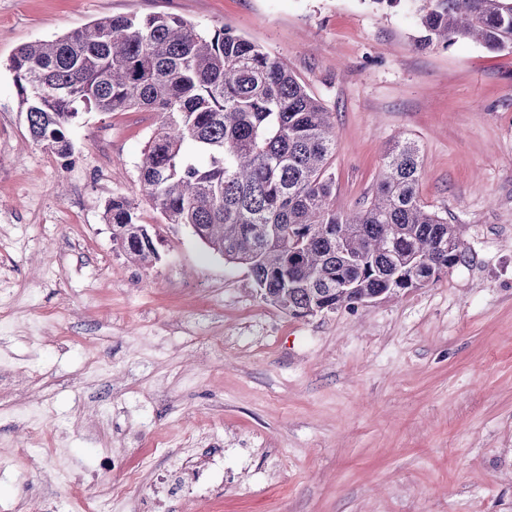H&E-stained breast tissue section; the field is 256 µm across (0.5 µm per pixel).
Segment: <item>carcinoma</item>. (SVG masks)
Here are the masks:
<instances>
[{"label":"carcinoma","instance_id":"obj_1","mask_svg":"<svg viewBox=\"0 0 512 512\" xmlns=\"http://www.w3.org/2000/svg\"><path fill=\"white\" fill-rule=\"evenodd\" d=\"M418 1V45L512 50V0ZM10 69L32 139L63 158L84 111L159 113L142 191L165 223L195 226L294 318L422 288L465 262L459 225L419 196L420 148L408 137L386 150L370 201L337 210L332 112L231 28L206 33L168 13L105 17L20 47ZM105 214L126 256L159 260L132 201L114 197Z\"/></svg>","mask_w":512,"mask_h":512}]
</instances>
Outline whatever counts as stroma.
<instances>
[{
	"label": "stroma",
	"mask_w": 512,
	"mask_h": 512,
	"mask_svg": "<svg viewBox=\"0 0 512 512\" xmlns=\"http://www.w3.org/2000/svg\"><path fill=\"white\" fill-rule=\"evenodd\" d=\"M154 13L232 27L333 112L337 209L371 198L395 136L415 140L420 196L459 225L466 263L294 318L143 196L158 113H84L67 159L33 141L16 50ZM418 35L407 5L372 0H0V402L43 406L40 432L66 437L39 470L0 473L1 506L64 500L63 462L89 496L139 472L112 512H180L157 476L192 435L223 458L192 512H512V53ZM118 196L156 229V264L113 243Z\"/></svg>",
	"instance_id": "stroma-1"
}]
</instances>
